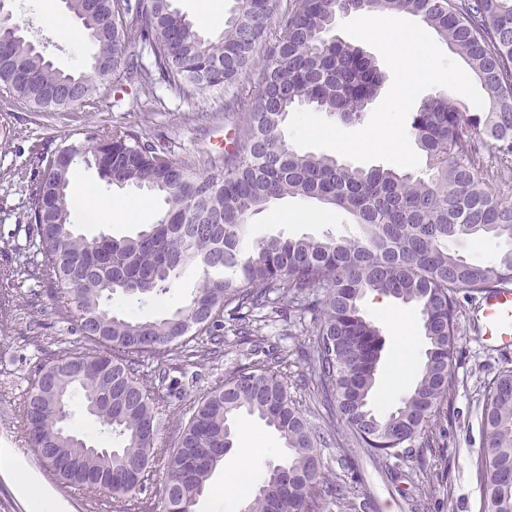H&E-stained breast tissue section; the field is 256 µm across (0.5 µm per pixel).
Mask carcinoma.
Segmentation results:
<instances>
[{
	"label": "carcinoma",
	"instance_id": "cac0c4a2",
	"mask_svg": "<svg viewBox=\"0 0 512 512\" xmlns=\"http://www.w3.org/2000/svg\"><path fill=\"white\" fill-rule=\"evenodd\" d=\"M64 3L91 45L87 66L56 68L19 24L1 16L0 92L8 107L92 111L126 83L138 110L158 104L161 87L183 100L216 93L224 96L233 145L182 161L172 142L114 125L36 154L28 172H6L24 184L31 240L26 263L0 267V308L20 277L49 282L89 345L43 363L26 397L27 439L42 449L43 465L64 486L101 482L96 490L112 494L123 512H152L138 491L161 466L165 512H192L234 445L236 417L247 413L283 442L247 512H321L345 499V486L324 473L327 432L288 393V351L259 339L281 302L317 323L307 351L308 397L340 417L357 447L394 458L421 436V447H432L429 423L454 387L458 294L512 282V248L479 263L453 248L477 235L512 242V202L497 190L512 167L491 170L483 156L490 146L512 160V0H286L276 16L271 0H237L216 41L201 36L173 0ZM367 12L422 17L487 91L475 111L443 90L421 104L408 133L425 153V178L304 153L285 137L288 118L301 108L345 125L362 122L386 75L371 54L333 31L339 19ZM82 163L109 186L162 196L157 222L119 239L76 233L68 188ZM288 197L347 213L361 234L249 238L250 216ZM188 266L200 284L174 311L141 320L113 310L116 295L139 301L169 293ZM369 292L416 305L426 340L416 383L384 415L372 406L384 342L361 308ZM226 320L263 358L217 379L180 421L173 447H157L156 417L172 397L158 386L167 375L163 362L220 356ZM150 359L158 365L147 371ZM76 398L116 448H95L70 427ZM478 424L485 440L480 512H512V370L488 388Z\"/></svg>",
	"mask_w": 512,
	"mask_h": 512
}]
</instances>
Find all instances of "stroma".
Returning <instances> with one entry per match:
<instances>
[{
	"mask_svg": "<svg viewBox=\"0 0 512 512\" xmlns=\"http://www.w3.org/2000/svg\"><path fill=\"white\" fill-rule=\"evenodd\" d=\"M0 10L12 15L26 36L56 67L65 71L83 69L90 53L88 44L68 41L47 21V0H0ZM128 105V100L110 97L92 112L79 107L65 112L0 111V172L26 167L35 149L53 151L79 142L88 129L120 123L142 127L154 136L175 142L176 155L180 158L199 149L212 153L224 149L221 98L210 96L187 103L169 96L163 107L146 112L129 111ZM24 204L25 197L19 188L7 187L0 181V242L7 240L12 244L10 250L0 249V265L17 264L25 256L28 227L17 223L15 218ZM159 208V200H152L150 211L139 220L112 224L98 223L94 216L77 208L72 212V220L87 237L106 233L119 238L134 234L140 225L153 223ZM282 213L307 214L311 220L305 224L285 223L278 219ZM302 233L316 238L328 234L349 238L359 235L360 228L344 212L327 209L314 200L296 198L274 201L249 220V235L253 238ZM198 283V273L190 268L165 297H150L135 305L117 297L112 305L138 318L151 319L182 306ZM12 294L7 311L0 313V448L14 449L25 473L34 476L36 489L59 495L67 512H117L109 494L82 487H61L26 442L22 408L38 368L59 351L81 350L85 342L74 323L61 315L62 304L52 288L29 280L13 288ZM479 301L476 295L458 296L455 387L430 426L436 440L433 447L412 449L398 460L376 458L356 447L341 420H325L326 429L335 437L331 447L321 451L327 475L347 487L350 500L364 503L363 512H479L476 462L485 440L478 417L488 384L503 370L512 369V349L484 343L478 334L472 314ZM363 309L375 320L385 342L372 399L376 410L385 414L398 406L402 396L401 391L386 385L395 350L401 344L387 314L394 311L408 318L414 339L407 357L414 367L420 364L426 348L421 315L417 306L393 299L388 300L386 309L376 308L368 300L364 301ZM282 329V323L270 324L264 330V339L266 344L288 350L292 359L288 390L291 396L303 399L307 396L303 386L307 365L301 351L312 343L316 325L312 320H305L301 332L293 336L283 335ZM253 360L249 344L240 343L238 337L230 335L219 360H205L182 371L170 370V377L181 382L184 392L169 402L158 417L159 445L171 444L177 421L219 377ZM236 427L231 456H238L245 443H253L260 457L254 474L262 476L281 456L278 434L246 414L238 416ZM344 457L352 460L351 468H342L340 460Z\"/></svg>",
	"mask_w": 512,
	"mask_h": 512,
	"instance_id": "stroma-1",
	"label": "stroma"
}]
</instances>
